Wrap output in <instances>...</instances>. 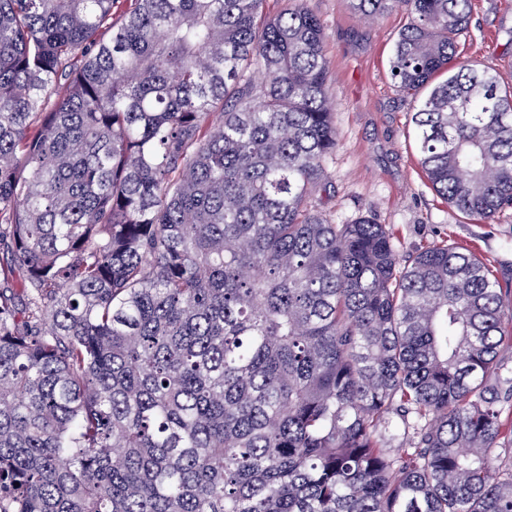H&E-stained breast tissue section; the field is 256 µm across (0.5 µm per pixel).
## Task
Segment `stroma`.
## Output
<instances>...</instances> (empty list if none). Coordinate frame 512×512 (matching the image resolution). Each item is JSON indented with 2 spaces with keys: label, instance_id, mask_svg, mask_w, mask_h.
<instances>
[{
  "label": "stroma",
  "instance_id": "obj_1",
  "mask_svg": "<svg viewBox=\"0 0 512 512\" xmlns=\"http://www.w3.org/2000/svg\"><path fill=\"white\" fill-rule=\"evenodd\" d=\"M303 2L320 20L329 63V94L338 140L315 194L320 210L343 224L366 214L393 232L402 253L453 243L481 257L501 288L512 291V209L484 222L450 207L419 164L411 115L418 105L390 78V58L408 21L393 10L367 22L341 0H267L274 15ZM460 56L497 72L512 86V0H472Z\"/></svg>",
  "mask_w": 512,
  "mask_h": 512
}]
</instances>
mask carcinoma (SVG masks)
I'll list each match as a JSON object with an SVG mask.
<instances>
[{
    "instance_id": "1",
    "label": "carcinoma",
    "mask_w": 512,
    "mask_h": 512,
    "mask_svg": "<svg viewBox=\"0 0 512 512\" xmlns=\"http://www.w3.org/2000/svg\"><path fill=\"white\" fill-rule=\"evenodd\" d=\"M117 2L0 0L10 512H512V307L473 253L317 208L316 16ZM343 3L408 14L390 73L436 193L512 209V87L458 61L471 0Z\"/></svg>"
}]
</instances>
